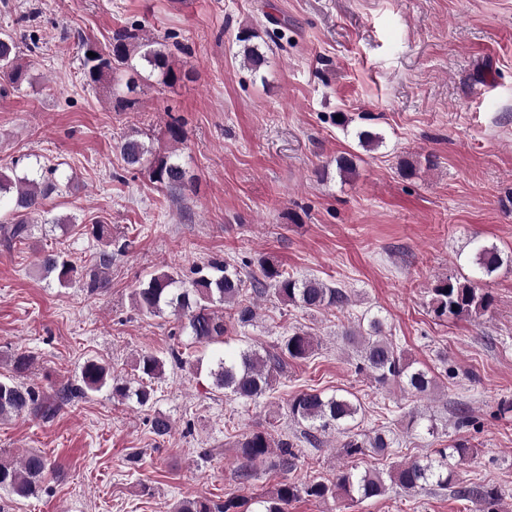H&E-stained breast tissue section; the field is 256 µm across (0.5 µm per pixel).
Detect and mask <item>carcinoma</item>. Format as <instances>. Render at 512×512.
<instances>
[{
    "instance_id": "carcinoma-1",
    "label": "carcinoma",
    "mask_w": 512,
    "mask_h": 512,
    "mask_svg": "<svg viewBox=\"0 0 512 512\" xmlns=\"http://www.w3.org/2000/svg\"><path fill=\"white\" fill-rule=\"evenodd\" d=\"M259 31L244 27L237 40L243 66L257 74L267 64L266 55L260 49ZM84 77L88 85L96 86L120 72H130L133 77L126 82L128 91H134V77L147 74L157 76L165 84L179 79L178 73L170 66L169 56L158 40L145 37L139 28H126L112 37V42L102 47L85 40L81 44ZM95 56H87L88 52ZM27 79V67L20 62V46L12 33L0 32V88H15ZM360 146L367 151L379 149L384 143L382 134L370 130L358 133ZM118 149L130 171H144L149 180L165 188L171 196L182 198L192 188V178L187 169L172 153L156 154L136 135H126L118 142ZM55 169L40 163L27 165L22 170L16 167L5 172L0 170V198L10 196L14 206L10 216L0 219V245L6 249L16 242L32 236V217H42L43 224H74L72 216H49L45 200L58 189L54 180ZM471 263L482 275L490 277L502 267H512V254L503 253L495 245L476 246ZM40 265L48 274H54L59 286L65 287L79 275L78 267L69 259L54 251H45ZM112 265V254H99L97 268L85 282L87 292L98 294L108 285L105 270ZM193 278L186 280L175 271L160 270L151 275L133 292L135 310L146 317L161 316L166 309L181 320V333L201 344L218 343L224 339L223 306L235 308L234 320L244 328L255 318V309L242 300L246 288L260 296H272L284 304L300 306L309 310L341 308L348 302V293L341 287L330 286L315 278H297L282 271L267 258L258 262L257 270L243 276L241 270L224 259H214L205 266L192 271ZM433 312L439 316L472 317L486 311L492 304V297L467 277H446L431 288ZM358 339L360 355L355 371L368 373L381 386L399 382L409 390L425 394L433 385V379L423 369L406 361L403 354L394 347L384 334L382 320L371 317L367 324H358L348 331ZM312 353L309 334L301 328H294L272 349L247 347L232 357L216 354L209 369L213 386L224 391V395L243 403L254 402L265 396L272 382L281 374L288 360H305ZM13 370L17 377L0 380V417L24 413L48 417L53 409L44 405L35 388L21 377L33 364V357L23 351L12 358ZM165 361L153 353H144L136 361L135 370L148 384L131 387L130 383H119L112 378L110 368L98 360H88L81 368L78 384L70 385L58 393L59 404L73 397L99 392L105 386H112V396L120 399H134L141 406L149 405L154 398L152 382L164 374ZM289 413L304 426L303 435L311 445L317 442V433L340 427L348 431L343 443L350 457L364 453L370 446L385 452L393 444L392 439L379 433L372 441L365 442L349 434L351 426L361 413V405L343 395L326 397L315 392H301L289 403ZM271 433L257 429L238 441V452L247 468L240 477L251 476L250 468L266 460L272 448ZM279 454L275 467L288 471L295 466L296 443L290 439L278 442ZM47 458L37 452L25 454L20 461L0 460V491L19 498L37 495L48 473L52 472ZM453 472L448 469V454L439 452V458L414 460L399 466L391 479L405 490H414L433 482L440 487L450 485ZM386 485L381 475L371 472H354L349 469L336 475L333 482L311 481L303 485L281 482L273 495L262 500V512H287L288 504L301 495L317 499L336 498L340 494L358 495L368 499L385 493ZM464 497L481 505L482 512H496L495 506L502 497L499 488L480 485L460 491ZM235 502L228 500L219 505L205 498L183 501L176 512H230Z\"/></svg>"
}]
</instances>
